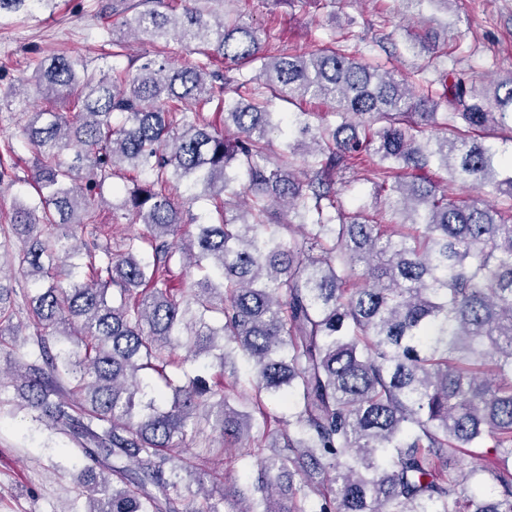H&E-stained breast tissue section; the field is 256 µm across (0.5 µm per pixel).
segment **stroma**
Wrapping results in <instances>:
<instances>
[{
    "label": "stroma",
    "instance_id": "obj_1",
    "mask_svg": "<svg viewBox=\"0 0 512 512\" xmlns=\"http://www.w3.org/2000/svg\"><path fill=\"white\" fill-rule=\"evenodd\" d=\"M100 2L55 0L0 20V142L10 141L19 178L0 192V224L9 223L16 205L37 200L25 183L35 150L21 132L29 105L18 92L37 64L55 54L79 55L108 73L126 70L130 57L155 51L154 43L143 40L132 45L129 57L113 58L99 39ZM224 13L268 29L274 54L311 51L352 28L358 34L349 43L354 56L393 52L402 76L428 59L436 68H453L479 82L512 72V0H450L446 6L423 0L410 10L400 0H224ZM424 34L447 46L448 56L408 51ZM81 467L67 438L35 429L25 412L0 419V512H84L85 500L74 484Z\"/></svg>",
    "mask_w": 512,
    "mask_h": 512
}]
</instances>
